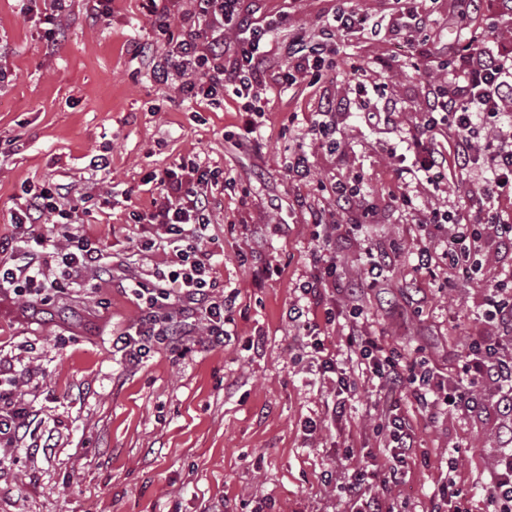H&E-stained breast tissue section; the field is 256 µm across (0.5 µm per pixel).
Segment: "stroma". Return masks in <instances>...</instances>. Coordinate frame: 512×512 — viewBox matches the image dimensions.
<instances>
[{"label":"stroma","instance_id":"1","mask_svg":"<svg viewBox=\"0 0 512 512\" xmlns=\"http://www.w3.org/2000/svg\"><path fill=\"white\" fill-rule=\"evenodd\" d=\"M258 19L289 11L292 24L318 31L336 0H245ZM93 0H72L63 34L49 42L21 0H0V241L15 238L13 213L24 188L59 185L90 194L85 229L103 250V268L82 276L83 287L47 310L0 293V379L15 384L29 417L13 444L0 446V512H350L344 486L354 470L382 464L373 427L379 419L376 386L360 384L346 415L331 421L324 381L289 321L299 285L312 273L316 243L309 205L325 202L323 181L353 171L369 178L378 222L339 244L344 273L362 270L366 248L388 252L383 289L361 298L365 329L407 357L423 353L431 367L451 373L456 354L477 327L483 290L444 263L417 269L418 230L408 212L390 204L389 144L414 123L433 80L413 69L394 41L356 38L339 44L336 69L320 83L271 89L260 102L259 149L238 147L241 103L224 98L183 100L156 84L141 44L163 49L146 0H112L108 19L93 18ZM434 43L447 47L462 25L475 24L465 0L431 7ZM379 63L385 98L398 104V126L370 123L360 114L346 79L350 63ZM346 99L339 120L341 147L329 155L310 145L316 174L291 185L282 173L299 127L329 99ZM103 158L97 171L92 159ZM194 160L220 170L209 185L216 203L210 236L224 249L216 260L214 296L235 298L224 348L203 344L200 314L174 313L192 324L198 341L179 355L162 344L136 364L112 349L113 335L138 322L136 277L166 264L168 254L146 250L156 228L137 224L133 211L150 209L158 191L150 173ZM282 207L271 211L267 202ZM326 352L346 362L350 324L344 292L308 299ZM334 309L335 322L325 320ZM416 457L408 473L384 492L386 505L434 512L455 455L457 486L469 512H485L481 485L494 465L501 427L495 417L451 416L429 421L410 403ZM319 424L315 433L305 420Z\"/></svg>","mask_w":512,"mask_h":512}]
</instances>
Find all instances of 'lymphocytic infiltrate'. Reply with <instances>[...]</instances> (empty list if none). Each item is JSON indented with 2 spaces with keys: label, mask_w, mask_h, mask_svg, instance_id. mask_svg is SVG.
Instances as JSON below:
<instances>
[{
  "label": "lymphocytic infiltrate",
  "mask_w": 512,
  "mask_h": 512,
  "mask_svg": "<svg viewBox=\"0 0 512 512\" xmlns=\"http://www.w3.org/2000/svg\"><path fill=\"white\" fill-rule=\"evenodd\" d=\"M148 12L158 31L165 35L164 51L152 64L151 75L162 86L173 87L190 100H212L220 95L260 100L268 84L264 70L270 62V45L276 34L288 35L287 66L279 68L277 87L294 86L300 80H319L331 61V48L314 40L303 27L291 26L288 13L277 19L260 21L243 7V0H191L190 10L181 21L190 23L189 33L173 32L169 6L147 0ZM389 22L354 10L348 0H338L327 29L339 38L359 35L378 37L381 32L409 44H418L420 57L428 59L438 75L429 88L419 123L402 133L401 146L390 149L395 188L392 203L414 212L421 237L443 236L439 258L449 269L465 278L478 279L490 251L512 249V213L500 207L502 199L512 198V135H504L501 123L512 111V45L490 50L485 39L496 33L504 17L512 18V0H467L468 6L482 12L483 31L468 30L461 43L447 56L433 52L427 39L432 13L423 0H393ZM233 42H226V34ZM332 108L314 113L296 135L297 144L284 170L289 183L299 184L312 176L313 162L306 149L307 139L332 143L336 133ZM449 170L465 175L469 189L463 202H442L416 206L410 187L420 176ZM209 166L194 163L181 171H167L157 177L160 198L152 210L143 213L147 223L161 230L159 239L148 240V247L162 246L171 253L166 267L155 268L135 282V292L148 309L141 316L135 333L123 332L112 340V348L132 362L141 361L150 343H164L167 326L160 323V312L173 308L199 311L206 322L210 344H224V313L230 302L213 298L212 276L215 249L206 230L212 222L213 205L203 187L215 179ZM364 178L352 174L330 179L323 189L331 206L309 208V222L320 246L317 268L301 291L317 295L335 285L338 271L334 243L345 225L373 223V206H357ZM86 195L54 189L32 195L13 214L18 230L10 261L0 263V290L28 297L34 305H50L55 297L80 285L83 272L100 266L103 253L85 232L79 210ZM64 224L62 241L36 232L44 222ZM483 324L492 334L478 332L469 337L457 356L454 376L436 380L433 373L409 371L401 356L380 345L365 332L364 310L352 305V318L346 343L355 370L324 356V344L306 306L295 303L288 309L291 321L302 323L311 338V347L320 354L322 373L336 377V394L331 418L342 417L355 395L359 380L377 382L379 389L407 391L412 404L423 410L441 409L451 415L479 416L494 412L512 418V290L494 283L486 288L481 304ZM491 385L493 398L477 395L479 387ZM381 435L383 469L374 473L357 472L347 484L355 512H382L380 488L397 481L415 454V431L407 416L388 408L375 426ZM488 512H512V430L503 437L495 466L484 485Z\"/></svg>",
  "instance_id": "f902f5d3"
}]
</instances>
